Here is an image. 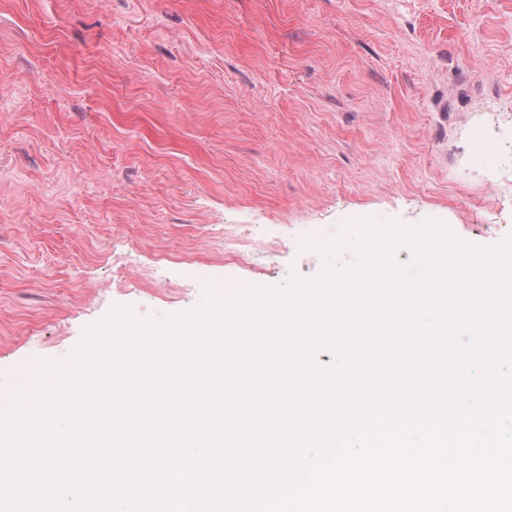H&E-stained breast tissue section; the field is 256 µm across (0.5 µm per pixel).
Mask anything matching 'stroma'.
<instances>
[{"mask_svg":"<svg viewBox=\"0 0 512 512\" xmlns=\"http://www.w3.org/2000/svg\"><path fill=\"white\" fill-rule=\"evenodd\" d=\"M367 218L512 235V0H0V397ZM241 225L297 244L241 268Z\"/></svg>","mask_w":512,"mask_h":512,"instance_id":"obj_1","label":"stroma"}]
</instances>
